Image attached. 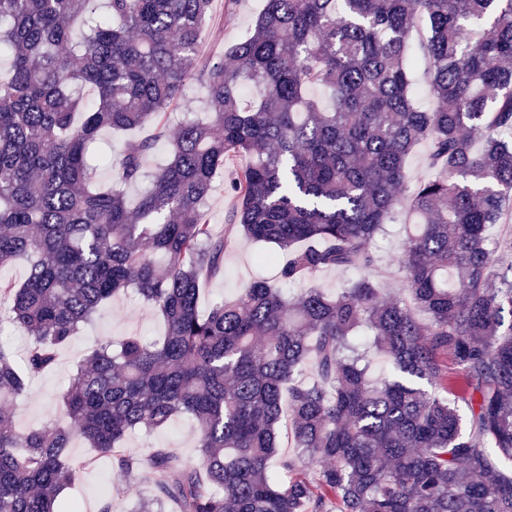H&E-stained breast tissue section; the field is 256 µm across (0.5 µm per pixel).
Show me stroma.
I'll use <instances>...</instances> for the list:
<instances>
[{
    "instance_id": "1",
    "label": "stroma",
    "mask_w": 512,
    "mask_h": 512,
    "mask_svg": "<svg viewBox=\"0 0 512 512\" xmlns=\"http://www.w3.org/2000/svg\"><path fill=\"white\" fill-rule=\"evenodd\" d=\"M262 6L263 0H237L232 7L227 6L225 0H213L205 21L209 36L200 47V55H215L224 46L241 39L253 25ZM405 238L406 228L397 219L387 224L372 247L377 275L389 296L401 290L399 269ZM276 251L272 244L234 234L224 256V273L206 283L203 302L233 296L256 278L276 281V265L257 262L259 254ZM164 333V323L156 310L135 290H128L108 302L92 322L81 328L78 336L60 350L50 371L29 380L24 397L6 402L5 407L13 414L20 430L53 428L63 421L60 395L71 373L103 339L117 340L138 335L151 343ZM158 448L176 449L186 462H195V431L191 419L182 416L161 428L133 430L126 436L122 450L145 459ZM72 452L75 456L96 461L95 466L79 474L60 495L62 502L77 504L79 512H100L105 506L111 512H132L138 501L153 498L154 477L149 469H142L135 478H128L109 459L99 457L95 449L79 439L73 442ZM109 486L117 490L116 495L110 498L105 495Z\"/></svg>"
}]
</instances>
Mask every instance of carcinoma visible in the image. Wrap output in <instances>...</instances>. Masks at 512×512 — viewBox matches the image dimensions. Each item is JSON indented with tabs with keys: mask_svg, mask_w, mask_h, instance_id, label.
Listing matches in <instances>:
<instances>
[{
	"mask_svg": "<svg viewBox=\"0 0 512 512\" xmlns=\"http://www.w3.org/2000/svg\"><path fill=\"white\" fill-rule=\"evenodd\" d=\"M91 2L0 0V265L27 264L0 304L29 337L21 368L0 346V401L130 288L166 331L102 341L63 391V425L21 431L0 410V512H65L59 495L93 464L71 454L77 437L127 475L153 471L136 512H328L331 499L337 512H512V263L496 265L486 236L512 215V0H264L249 35L204 66L212 0ZM417 55L431 109L412 96ZM196 76L205 121L185 98ZM105 130L127 135L101 161L113 187L88 156ZM163 140L170 159L149 176ZM422 144L437 175L400 195ZM224 173L233 205L217 235L205 202ZM145 178L130 201L121 186ZM401 211L414 225L404 295L369 274L334 294L286 291L371 269ZM238 230L287 253L280 284L203 310ZM183 415L195 464L122 452L130 431ZM284 419L292 458L277 453Z\"/></svg>",
	"mask_w": 512,
	"mask_h": 512,
	"instance_id": "carcinoma-1",
	"label": "carcinoma"
}]
</instances>
